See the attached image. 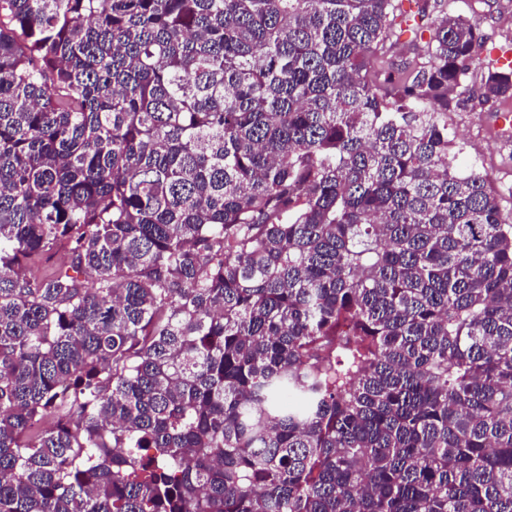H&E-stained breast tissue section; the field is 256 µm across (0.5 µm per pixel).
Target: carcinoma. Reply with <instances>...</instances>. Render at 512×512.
Returning a JSON list of instances; mask_svg holds the SVG:
<instances>
[{"label":"carcinoma","mask_w":512,"mask_h":512,"mask_svg":"<svg viewBox=\"0 0 512 512\" xmlns=\"http://www.w3.org/2000/svg\"><path fill=\"white\" fill-rule=\"evenodd\" d=\"M403 0H0V512H512V223ZM59 248L70 261L29 272Z\"/></svg>","instance_id":"carcinoma-1"}]
</instances>
